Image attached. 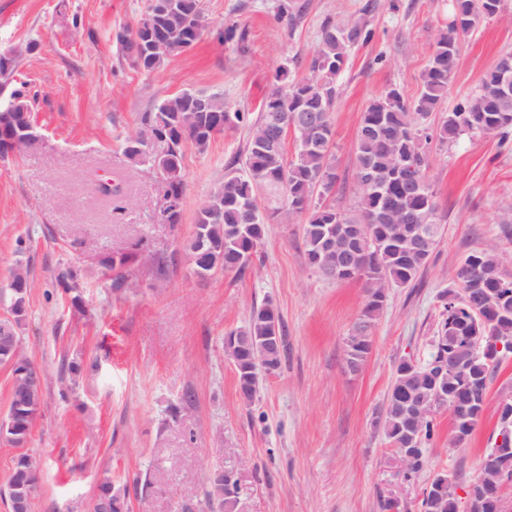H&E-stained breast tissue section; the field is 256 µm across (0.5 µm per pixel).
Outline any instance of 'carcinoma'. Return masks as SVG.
I'll return each instance as SVG.
<instances>
[{
	"label": "carcinoma",
	"instance_id": "1",
	"mask_svg": "<svg viewBox=\"0 0 512 512\" xmlns=\"http://www.w3.org/2000/svg\"><path fill=\"white\" fill-rule=\"evenodd\" d=\"M479 0H454L453 16L448 28L439 32L422 73V89L412 101L401 97L374 99L363 112L360 125L364 126L380 118L383 132L379 136L365 137L357 131L354 143L355 175L370 167L385 175L386 188L394 194H402L408 188L391 179L400 159L416 164L415 174L427 180L429 164L428 149L436 142L440 145L456 141L469 134L497 135L506 145L512 138V98L504 96L494 78L487 73L481 81L479 92L473 99H461L448 110L441 124L430 122L445 100L448 88V67H457L459 57L443 59L440 54L448 52V40H461L468 35L478 20L483 17ZM183 14L166 21L170 30L183 25L188 17L203 10L202 0H182ZM375 9L373 0L367 2L343 25L330 20L323 23L319 45L311 58L308 73L292 83L312 81L317 87L312 99L304 108L318 111L323 122L319 125L322 134L321 147L299 146L293 156L267 155L257 151L254 141L247 143L242 167L224 175V182L211 193L196 219L198 233L193 235L187 250L191 265L212 273L242 274L250 267L258 248L264 241L268 221L281 209L290 216L306 217L301 225L304 256L308 267L318 272L323 265V254L319 251L323 233L329 227L336 228L337 249L332 254L336 260V272L328 279L332 281L361 280L372 283V296L367 298L362 318L347 337L345 362L348 369L356 373L365 363L372 349L370 328L383 308L386 300L385 288L411 285L426 268L433 251L439 243L440 228L437 204L433 190L424 197H405L402 204L412 212L411 218L399 224H375L370 222L378 207L379 196L370 191L358 192L356 206L351 212L327 201L336 184V172L330 145L333 143L331 112L334 111L338 94V80L350 51L368 44L374 37L367 16ZM193 92L183 91L159 101L155 111L142 118L143 128L128 136L124 154L128 161L137 165L147 154L130 148L132 139L153 132L166 137V147L158 160L154 161L162 174L166 195L173 199L168 220L179 222L183 195V157L189 146L199 152L206 151L215 137L229 126L248 125L253 132L260 130L263 113L253 118L248 112L231 111L223 98L214 103L212 112L191 110ZM12 97L18 107L11 114L7 127L0 132V154L6 138L22 129L31 121L26 95L15 90ZM422 224L431 225L430 245L423 250H413L408 240ZM136 252H113L100 259L108 272H114L133 262ZM465 265L478 269V279L472 283L461 279V290H448L440 296V321L429 360L414 363L399 360L394 368V378L387 402L376 414L374 425L380 429L389 446L396 452L409 448L406 475L422 471L427 464L426 445L437 430L436 415L445 406L435 405L432 412L411 423L405 414L408 404L427 399L432 400L439 390L449 396L456 394L468 406L453 412L452 432L465 443L479 424L487 398L488 388L502 360L512 354V281L504 279L498 256L492 251H478L469 255ZM57 282L68 295L71 306L83 308V297L73 283V273L62 271ZM33 283L28 271L17 268L9 288L11 311L0 320V363L16 354V366L11 372V394L8 412L0 421V439L18 449L8 476L5 489L15 485L20 477L21 485L38 489L42 479V462L25 450L33 427L43 409L41 384L35 382L38 368L23 351L18 331L26 320L29 295ZM281 327L277 309L269 302L253 308L246 325L229 331L224 336V352L231 360L238 379L242 398L252 401L257 393L263 374H273L280 367L283 351H277L266 361L261 360L259 346L263 338L270 335L272 327ZM481 340L482 346L490 349L486 354L476 349L472 340ZM501 349H496L497 345ZM451 357L455 370L439 379L433 378L436 362ZM512 413V400L499 413L496 438L483 456L475 480L460 485L448 476V471L436 472L424 490L422 512H460L471 505L470 488L483 482L489 486L497 481L500 471L512 472V423L501 422L504 413ZM140 478L132 483L116 485L104 479L98 486L95 502L125 500L129 488H138ZM465 492L460 496L459 492ZM236 483L224 478L214 483L207 491L210 504L224 512H235Z\"/></svg>",
	"mask_w": 512,
	"mask_h": 512
}]
</instances>
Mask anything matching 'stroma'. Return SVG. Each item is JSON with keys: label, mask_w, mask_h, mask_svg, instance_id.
<instances>
[{"label": "stroma", "mask_w": 512, "mask_h": 512, "mask_svg": "<svg viewBox=\"0 0 512 512\" xmlns=\"http://www.w3.org/2000/svg\"><path fill=\"white\" fill-rule=\"evenodd\" d=\"M364 0H203L207 27L193 48L160 71L134 69L114 34L137 23L147 0H0V50L12 52L0 102L25 88L37 139L0 157V316L16 266L34 287L21 327L25 353L41 370L43 412L29 451L44 465L33 512H90L104 479L141 475L130 512H213L214 472L237 483L236 512H383L399 496L420 512L435 472L461 483L496 436L497 407L512 397V356L492 380L482 419L460 448L452 421L437 415L429 465L411 479L373 426L403 358L426 361L438 330L440 296L459 289L465 258L492 248L512 275V145L464 135L431 145L428 180L442 237L416 287L387 288L360 373L344 368L345 338L365 303L360 280L326 281L306 266L301 219H274L259 257L244 274L197 281L183 249L196 215L244 153L250 131L225 129L206 152L186 148L179 223H169L157 168L133 165L128 135L161 99L217 93L231 110L258 113L279 67L307 74L324 21H345ZM376 32L354 48L331 114L337 205L353 204V145L363 112L389 87L415 99L431 47L452 19L453 0H375ZM235 26L231 42L220 38ZM512 53V0L463 40L445 107L476 95L484 74ZM120 183L96 198L95 176ZM138 247L142 263L122 279L105 275L101 256ZM76 271L85 312L56 293V276ZM281 314L285 351L253 403L240 396L224 336L254 307ZM83 363L69 383L64 363Z\"/></svg>", "instance_id": "obj_1"}]
</instances>
